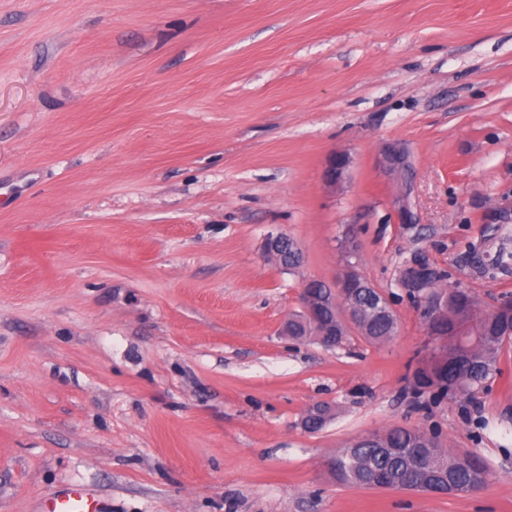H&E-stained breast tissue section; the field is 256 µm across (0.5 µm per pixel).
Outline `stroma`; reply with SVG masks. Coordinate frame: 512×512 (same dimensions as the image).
Returning a JSON list of instances; mask_svg holds the SVG:
<instances>
[{
    "label": "stroma",
    "mask_w": 512,
    "mask_h": 512,
    "mask_svg": "<svg viewBox=\"0 0 512 512\" xmlns=\"http://www.w3.org/2000/svg\"><path fill=\"white\" fill-rule=\"evenodd\" d=\"M351 230L397 334L280 336ZM416 252L482 309L512 294L471 266L512 253V0H0V512L70 485L100 512H512V346L478 404L415 395ZM394 427L487 485L334 480Z\"/></svg>",
    "instance_id": "stroma-1"
}]
</instances>
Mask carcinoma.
<instances>
[{
	"instance_id": "cac0c4a2",
	"label": "carcinoma",
	"mask_w": 512,
	"mask_h": 512,
	"mask_svg": "<svg viewBox=\"0 0 512 512\" xmlns=\"http://www.w3.org/2000/svg\"><path fill=\"white\" fill-rule=\"evenodd\" d=\"M448 327L437 337L447 351L446 363L421 366L414 371L415 389L431 393L441 400L448 395L473 400L486 381L501 374L498 367L504 342L512 339V310L486 312L479 310L459 317L454 300L463 288H448ZM395 329L385 319L374 318L367 339L372 342L392 338ZM384 454L378 449L354 446L336 458V480L342 484L372 489L378 475L388 479L386 486L405 485L415 478L413 469L430 480L448 482V493H469L487 483L488 470L476 457H457L442 448L434 433L405 428L389 430Z\"/></svg>"
}]
</instances>
